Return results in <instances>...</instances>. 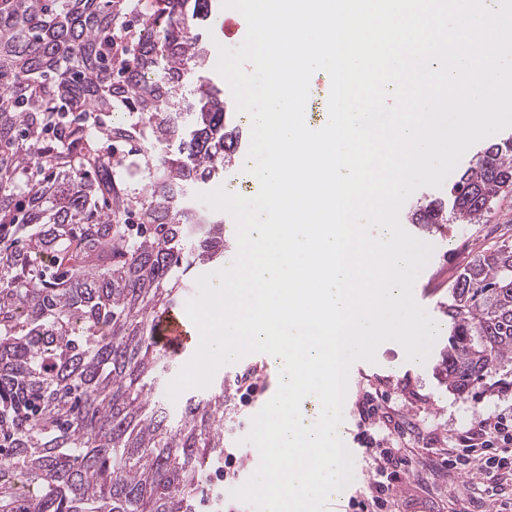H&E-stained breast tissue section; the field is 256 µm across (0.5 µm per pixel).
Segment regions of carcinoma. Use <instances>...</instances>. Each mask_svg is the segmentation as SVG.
Returning a JSON list of instances; mask_svg holds the SVG:
<instances>
[{
  "label": "carcinoma",
  "mask_w": 512,
  "mask_h": 512,
  "mask_svg": "<svg viewBox=\"0 0 512 512\" xmlns=\"http://www.w3.org/2000/svg\"><path fill=\"white\" fill-rule=\"evenodd\" d=\"M209 2L0 0V512H197L224 458V384L175 418L155 393L172 362L156 314L230 247L190 195L232 155L213 46L193 32ZM118 142L145 159L136 192ZM509 195L512 138L415 223L481 224ZM446 315L437 369L468 394L512 359V245L459 272Z\"/></svg>",
  "instance_id": "1"
}]
</instances>
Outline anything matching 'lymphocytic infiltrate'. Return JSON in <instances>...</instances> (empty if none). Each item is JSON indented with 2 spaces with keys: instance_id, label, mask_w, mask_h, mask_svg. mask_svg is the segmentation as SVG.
I'll return each mask as SVG.
<instances>
[{
  "instance_id": "obj_1",
  "label": "lymphocytic infiltrate",
  "mask_w": 512,
  "mask_h": 512,
  "mask_svg": "<svg viewBox=\"0 0 512 512\" xmlns=\"http://www.w3.org/2000/svg\"><path fill=\"white\" fill-rule=\"evenodd\" d=\"M388 383L378 380L356 406L354 439L371 463L367 492L353 498L351 512H392L396 491L404 483L414 446L419 441L399 410L391 407ZM451 473L476 471L470 504L493 512L506 487H512V407L476 418L467 429L450 430L441 462Z\"/></svg>"
}]
</instances>
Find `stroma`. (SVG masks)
<instances>
[{"instance_id":"1","label":"stroma","mask_w":512,"mask_h":512,"mask_svg":"<svg viewBox=\"0 0 512 512\" xmlns=\"http://www.w3.org/2000/svg\"><path fill=\"white\" fill-rule=\"evenodd\" d=\"M447 200V188L425 187L409 198L400 212V221L408 232L430 243L431 258L414 285V296L429 310L435 321L446 324L443 313L448 302V286L459 271L475 256L502 244H512V210L492 215L483 224H448L435 229L410 221L411 208L421 199ZM448 343L447 331L439 332L434 352L424 363L407 361L402 347L394 342L382 344L376 363H355L350 371L345 402L344 444L353 447V408L362 395L366 381L389 379L393 407L424 430V443L418 458L412 459L413 473L407 484L398 490L396 512H464L471 474L448 477L435 473L434 465L442 448L448 445V432L469 424L479 415L512 404V364L499 368L482 385L464 396L449 390L447 382L433 367L437 353ZM255 414L247 406L228 419L224 426V446L236 450L241 459L233 487L242 486L256 471L258 463L250 457V447L241 443L252 427Z\"/></svg>"}]
</instances>
